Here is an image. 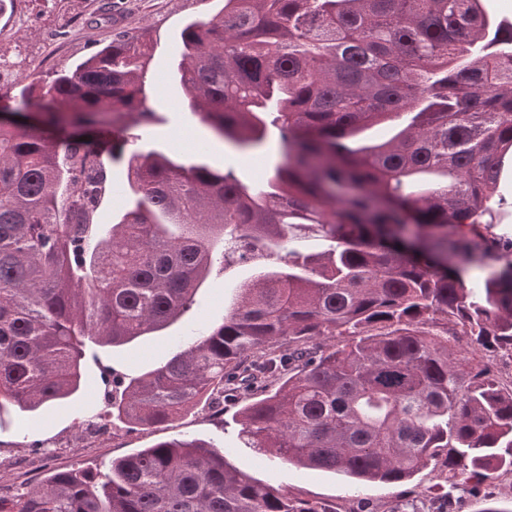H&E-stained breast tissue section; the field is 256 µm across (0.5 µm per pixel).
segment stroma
Returning a JSON list of instances; mask_svg holds the SVG:
<instances>
[{
  "label": "stroma",
  "instance_id": "stroma-1",
  "mask_svg": "<svg viewBox=\"0 0 512 512\" xmlns=\"http://www.w3.org/2000/svg\"><path fill=\"white\" fill-rule=\"evenodd\" d=\"M222 7L223 0H14L0 14V56L15 63L11 80L1 85L0 91L15 96L32 78L51 79L57 71L74 67L111 42L116 33L147 36L154 42L147 77L160 88L159 97L152 103L160 120L152 126L147 143L161 150L179 149L182 158L190 159L195 145L207 142L210 164L232 171L244 184H257L280 160L277 144L245 154L221 141L182 111L180 87L169 78L178 60L184 25L216 14ZM177 135L185 139L184 147L174 146ZM252 274L248 264L214 270L198 291L192 308L160 335L144 337L121 350L99 349L98 361L88 365L89 385L76 400L45 407L33 420L13 414L0 417V458L7 462L0 469V488H28L49 471L77 465L100 467L113 458L181 436L217 441L227 460L256 480L295 499L333 504L339 512H352L359 505L366 512H386L400 502L422 498L440 484L441 475L430 468L417 473L407 485H355L339 475L264 459L244 446L236 421L239 406L232 401L225 402L220 410L200 404L155 429L116 425L113 438L99 448H78L59 459L45 454L44 444L76 438L82 419L98 412L103 377L140 374L169 358L190 329L222 322L225 304Z\"/></svg>",
  "mask_w": 512,
  "mask_h": 512
}]
</instances>
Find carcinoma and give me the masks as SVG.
<instances>
[{
	"mask_svg": "<svg viewBox=\"0 0 512 512\" xmlns=\"http://www.w3.org/2000/svg\"><path fill=\"white\" fill-rule=\"evenodd\" d=\"M150 51L119 35L0 115V416L74 399L96 348L169 327L215 263H253L222 323L102 379L122 387L112 420L155 427L227 397L249 447L288 464L387 483L433 466L454 490L512 475V381L451 349L512 354V237L495 232L512 23L482 0H224L187 23L182 110L244 152L277 131L284 162L258 186L206 146H134L126 131L155 122ZM376 126L392 135L351 146ZM111 162L127 203L102 235ZM0 512L334 510L171 439L106 474L55 472Z\"/></svg>",
	"mask_w": 512,
	"mask_h": 512,
	"instance_id": "carcinoma-1",
	"label": "carcinoma"
}]
</instances>
